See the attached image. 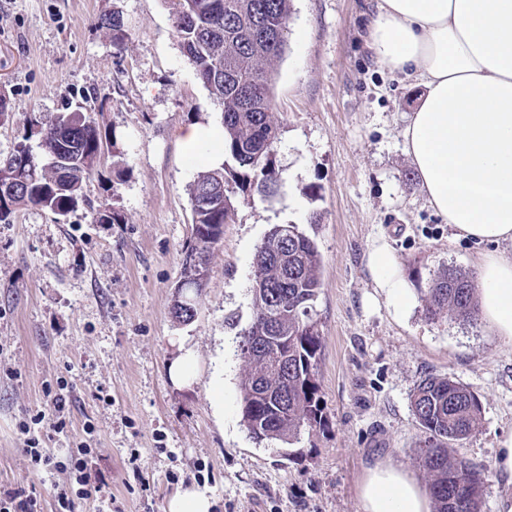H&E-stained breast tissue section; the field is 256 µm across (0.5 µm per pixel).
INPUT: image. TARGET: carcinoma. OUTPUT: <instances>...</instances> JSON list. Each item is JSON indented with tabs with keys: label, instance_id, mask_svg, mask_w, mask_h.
<instances>
[{
	"label": "carcinoma",
	"instance_id": "1",
	"mask_svg": "<svg viewBox=\"0 0 512 512\" xmlns=\"http://www.w3.org/2000/svg\"><path fill=\"white\" fill-rule=\"evenodd\" d=\"M174 27L184 55L224 114V162L197 174L190 187L191 239L181 274L198 255L210 260L235 220L240 198L256 191L277 193L282 177L275 165L278 140L272 112V87L286 48L291 0H170ZM99 26L123 49V19L103 16ZM35 165L18 170L13 157L30 152L20 145L0 159V181L19 176L28 191L12 207L0 209V222L22 207L64 215L71 202L86 201L84 187L104 152L103 138L91 116L64 112L41 121ZM322 286V261L313 237L297 225H275L254 256L253 317L241 330L239 349L247 369L239 383L242 421L258 442H289L302 429L324 422L319 383L322 340L313 317ZM473 277L450 269L437 277L426 297L430 320L448 313L472 319L478 313ZM286 339L282 354H257L252 344ZM411 407L424 433L420 460L429 476L436 512H480L493 472L448 453L469 438L481 416L477 396L463 384L429 375L414 389Z\"/></svg>",
	"mask_w": 512,
	"mask_h": 512
}]
</instances>
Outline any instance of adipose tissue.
<instances>
[{
  "mask_svg": "<svg viewBox=\"0 0 512 512\" xmlns=\"http://www.w3.org/2000/svg\"><path fill=\"white\" fill-rule=\"evenodd\" d=\"M373 57L421 87L404 148L428 204L454 236L495 244L480 253L478 304L488 330L512 344V0H376ZM373 284L395 316L409 298L387 247L368 255ZM361 512H431L415 478L372 460Z\"/></svg>",
  "mask_w": 512,
  "mask_h": 512,
  "instance_id": "obj_1",
  "label": "adipose tissue"
}]
</instances>
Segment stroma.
<instances>
[{
  "mask_svg": "<svg viewBox=\"0 0 512 512\" xmlns=\"http://www.w3.org/2000/svg\"><path fill=\"white\" fill-rule=\"evenodd\" d=\"M115 12L120 51L98 24ZM373 17V0H293L273 90L282 184L239 203L197 315L179 323L170 307L191 236L189 186L221 145L223 118L181 52L168 0H0V158L37 146L41 118L78 107L109 142L87 203L64 216L27 207L0 223V490L54 512L19 425L50 413L47 390L60 380L70 425L42 426V445H89L119 512H166L189 487L212 512H359L374 457L427 485L411 395L429 374L479 398L478 427L453 451L494 465L512 431V345L482 320L425 315L431 281L451 268L477 275L474 257L490 246L453 238L422 196L402 142L420 89L366 49ZM192 125L213 139L187 148ZM283 224L311 235L322 257L324 424L270 444L242 422L238 334L253 316L256 249ZM382 241L414 298L404 319L369 300L368 253ZM185 351L197 374L178 385L168 368Z\"/></svg>",
  "mask_w": 512,
  "mask_h": 512,
  "instance_id": "obj_1",
  "label": "stroma"
}]
</instances>
